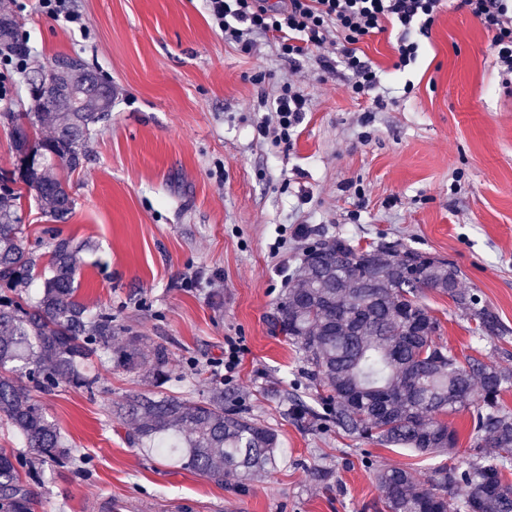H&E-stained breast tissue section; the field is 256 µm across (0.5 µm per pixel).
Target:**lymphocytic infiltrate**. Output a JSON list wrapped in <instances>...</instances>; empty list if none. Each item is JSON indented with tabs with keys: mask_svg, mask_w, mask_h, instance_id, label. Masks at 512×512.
<instances>
[{
	"mask_svg": "<svg viewBox=\"0 0 512 512\" xmlns=\"http://www.w3.org/2000/svg\"><path fill=\"white\" fill-rule=\"evenodd\" d=\"M215 28L251 52L254 37L273 43L278 55L292 60L314 56L322 71L341 64L352 74L353 95L370 97L383 106L376 90L381 74L360 45L366 37L398 32L393 63L402 72L419 56L418 35L428 34L443 0H207ZM457 9L477 19L490 37V48L502 72L512 75V0H457ZM306 98L292 83L282 84L267 106L274 123L259 132L274 142H290L301 123Z\"/></svg>",
	"mask_w": 512,
	"mask_h": 512,
	"instance_id": "1",
	"label": "lymphocytic infiltrate"
}]
</instances>
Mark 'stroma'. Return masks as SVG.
I'll return each instance as SVG.
<instances>
[{
    "mask_svg": "<svg viewBox=\"0 0 512 512\" xmlns=\"http://www.w3.org/2000/svg\"><path fill=\"white\" fill-rule=\"evenodd\" d=\"M72 5L89 38L31 6L13 17L28 34L32 70L70 56L114 89L83 169L57 171L75 199L59 230L90 243L78 299L111 310L144 348H167L171 379L159 389L171 395L207 396L205 366L223 358L225 340L238 341L241 364L224 387L278 433L280 455L272 473L219 484L145 452L132 442L133 421L108 408L158 388L145 371L98 362L95 394L62 384L37 396L72 456L38 466V506L104 512L108 497L132 512H361L378 497L376 467L428 475L434 459L338 434L322 406L292 414L290 397L308 395L311 383L301 352L271 333L269 318L317 240L398 241L453 261L462 287L505 328L498 340L479 339L448 296L427 291L439 343L459 361L512 372V93L481 24L447 0L401 73L389 33L364 42L391 97L375 109L350 94L343 68L279 58L263 40L242 52L214 28L205 0ZM286 81L307 106L291 142L277 146L257 125Z\"/></svg>",
    "mask_w": 512,
    "mask_h": 512,
    "instance_id": "35a3bbf8",
    "label": "stroma"
}]
</instances>
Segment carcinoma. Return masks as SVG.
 I'll use <instances>...</instances> for the list:
<instances>
[{
    "label": "carcinoma",
    "mask_w": 512,
    "mask_h": 512,
    "mask_svg": "<svg viewBox=\"0 0 512 512\" xmlns=\"http://www.w3.org/2000/svg\"><path fill=\"white\" fill-rule=\"evenodd\" d=\"M14 23L0 16V42L14 54L26 44L13 42ZM61 81L93 76L69 58H57ZM46 72L27 77L26 112H1L7 123L19 177L0 176V285L17 297L0 296V420L19 434L25 454L0 452V512H33L28 461L61 463L63 437L34 397L62 383L92 393L98 377L89 357L123 367L148 363L157 386L170 379L167 349L153 347L151 359L139 337L119 341L112 311L92 312L76 299L81 243L48 228L49 241L30 240L18 201L27 192L56 223L72 215L75 200L55 174L64 166L84 167L86 143L94 126L112 109V93L84 96L74 109L61 104L42 109L35 84ZM52 135L37 140L41 127ZM22 182L26 191L15 187ZM48 260L38 272L41 246ZM40 276L41 289L29 299L20 289ZM442 293L475 322L479 338L501 332L497 313L461 287L458 267L412 246L382 242L360 248L336 237L310 247L276 307L273 330L302 352L308 376L325 388L316 401L326 407L336 428L358 440L420 455L447 454L457 447L456 430L441 420L450 410L472 411L474 447L481 462L453 471L438 466L423 481L403 467L376 469L379 502L373 512H448V492L467 488L465 512H512V411L501 396L512 389V374L474 359L461 364L436 342L441 321L421 303L426 290ZM121 346H115V342ZM115 415L135 422L134 443L167 451L199 475L216 482L246 480L277 465L274 430L254 421L221 387L200 399L131 395Z\"/></svg>",
    "instance_id": "carcinoma-1"
}]
</instances>
